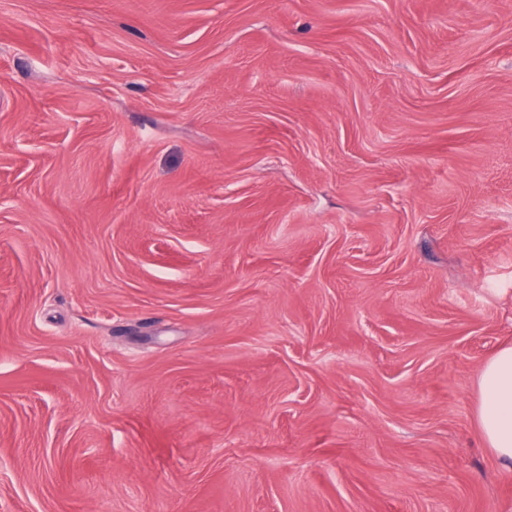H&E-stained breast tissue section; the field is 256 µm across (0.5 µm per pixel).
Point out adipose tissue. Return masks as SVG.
<instances>
[{
    "instance_id": "ef3b65f1",
    "label": "adipose tissue",
    "mask_w": 512,
    "mask_h": 512,
    "mask_svg": "<svg viewBox=\"0 0 512 512\" xmlns=\"http://www.w3.org/2000/svg\"><path fill=\"white\" fill-rule=\"evenodd\" d=\"M476 422L486 448L512 470V344L502 346L478 377Z\"/></svg>"
}]
</instances>
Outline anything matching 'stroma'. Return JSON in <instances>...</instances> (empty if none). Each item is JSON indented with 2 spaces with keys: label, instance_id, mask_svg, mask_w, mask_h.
<instances>
[{
  "label": "stroma",
  "instance_id": "stroma-1",
  "mask_svg": "<svg viewBox=\"0 0 512 512\" xmlns=\"http://www.w3.org/2000/svg\"><path fill=\"white\" fill-rule=\"evenodd\" d=\"M512 0H0V512H512ZM476 422L486 448L512 470V344L483 365L478 377Z\"/></svg>",
  "mask_w": 512,
  "mask_h": 512
}]
</instances>
